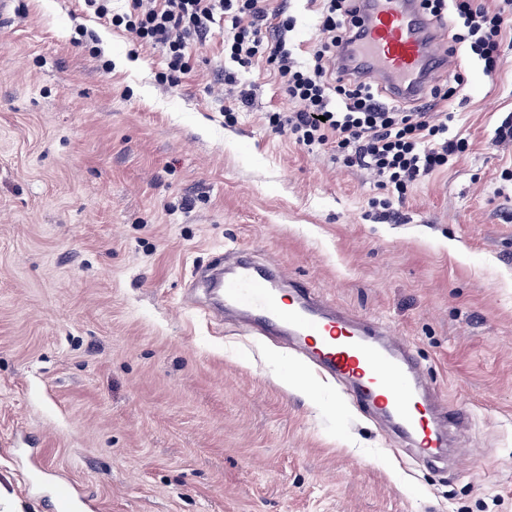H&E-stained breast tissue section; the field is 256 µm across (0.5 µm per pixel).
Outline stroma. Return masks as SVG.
<instances>
[{
  "mask_svg": "<svg viewBox=\"0 0 512 512\" xmlns=\"http://www.w3.org/2000/svg\"><path fill=\"white\" fill-rule=\"evenodd\" d=\"M0 23V512H512V43L497 79L462 63L470 147L394 213L366 170L271 129L265 63L224 85V27L161 85L163 51L82 0H14ZM292 41L317 34L307 0ZM237 119L224 120L225 109ZM279 262L412 343L473 416L431 471L282 339L205 311L225 250ZM54 492L56 500V512H87L90 505L78 493L69 491L66 487L57 488Z\"/></svg>",
  "mask_w": 512,
  "mask_h": 512,
  "instance_id": "1",
  "label": "stroma"
}]
</instances>
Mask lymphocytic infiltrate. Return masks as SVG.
Here are the masks:
<instances>
[{"mask_svg": "<svg viewBox=\"0 0 512 512\" xmlns=\"http://www.w3.org/2000/svg\"><path fill=\"white\" fill-rule=\"evenodd\" d=\"M112 0H84L101 17H110L142 47H160L165 66L158 79L177 83L188 69L190 44L205 41L218 17L230 19L224 48L240 69L258 61L272 67L282 90L295 108L269 117L272 128L288 134L307 149L336 146L348 163L368 170L386 191L405 194L447 170L467 148L464 138L451 134L454 102L465 84L461 69L448 74V90L432 87L425 104L404 108L383 102L369 81L351 77L337 67L336 56L348 45L359 0H319L318 35L306 60H298L289 45L290 20L268 25L264 0H130L124 14H113ZM432 18L449 20L457 34L449 54L465 52L483 63L494 77L500 48L512 33V0L489 8L481 0H424ZM343 105L336 108L332 97Z\"/></svg>", "mask_w": 512, "mask_h": 512, "instance_id": "lymphocytic-infiltrate-1", "label": "lymphocytic infiltrate"}]
</instances>
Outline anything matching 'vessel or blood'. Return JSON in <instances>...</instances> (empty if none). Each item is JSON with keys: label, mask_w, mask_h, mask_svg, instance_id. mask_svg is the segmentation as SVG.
Segmentation results:
<instances>
[{"label": "vessel or blood", "mask_w": 512, "mask_h": 512, "mask_svg": "<svg viewBox=\"0 0 512 512\" xmlns=\"http://www.w3.org/2000/svg\"><path fill=\"white\" fill-rule=\"evenodd\" d=\"M353 51L338 59L354 76H389L392 100L424 102L430 79L447 71L448 49L419 8V0H362ZM224 304L242 311L251 327L286 335L320 372L340 383L362 411L387 418L411 442L419 459L434 463L446 446V429L463 417L436 409L418 384L420 372L406 344L378 338L374 328L345 319L334 303L297 285L286 268L266 270L239 261L222 285ZM56 512H89L77 493L54 492Z\"/></svg>", "instance_id": "1"}]
</instances>
